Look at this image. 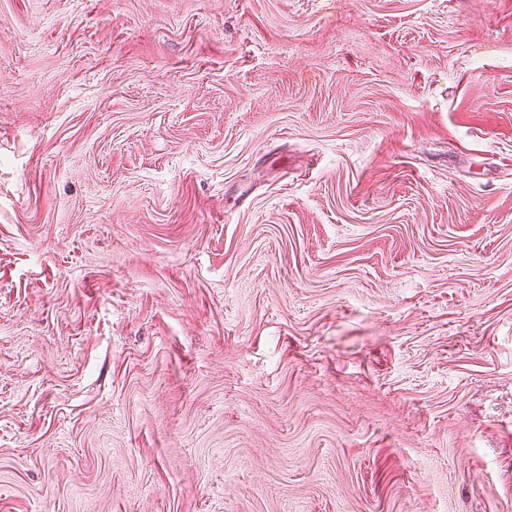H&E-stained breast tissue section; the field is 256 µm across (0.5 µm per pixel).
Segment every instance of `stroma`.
<instances>
[{
	"instance_id": "1",
	"label": "stroma",
	"mask_w": 512,
	"mask_h": 512,
	"mask_svg": "<svg viewBox=\"0 0 512 512\" xmlns=\"http://www.w3.org/2000/svg\"><path fill=\"white\" fill-rule=\"evenodd\" d=\"M0 512H512V0H0Z\"/></svg>"
}]
</instances>
